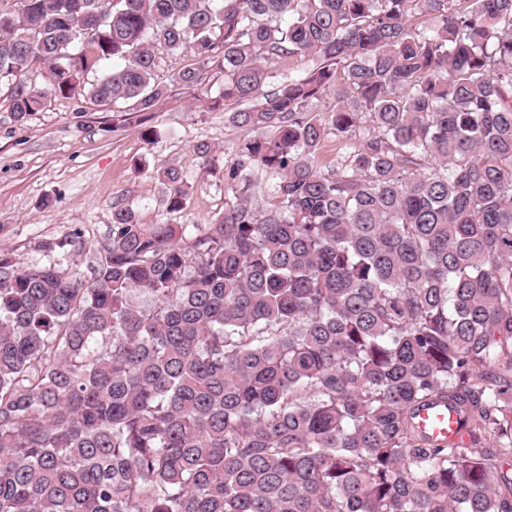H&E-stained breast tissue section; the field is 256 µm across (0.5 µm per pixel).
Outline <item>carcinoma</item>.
Instances as JSON below:
<instances>
[{"mask_svg":"<svg viewBox=\"0 0 512 512\" xmlns=\"http://www.w3.org/2000/svg\"><path fill=\"white\" fill-rule=\"evenodd\" d=\"M467 2L0 0L16 121L153 112L161 50L244 132L204 235L116 206L88 280L0 254V512H512V0ZM418 425L422 430L431 432L434 437L441 440L459 439L455 417L452 414L448 416V411L434 407L424 409L419 413Z\"/></svg>","mask_w":512,"mask_h":512,"instance_id":"obj_1","label":"carcinoma"}]
</instances>
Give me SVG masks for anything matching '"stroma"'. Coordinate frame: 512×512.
Returning a JSON list of instances; mask_svg holds the SVG:
<instances>
[{
  "label": "stroma",
  "mask_w": 512,
  "mask_h": 512,
  "mask_svg": "<svg viewBox=\"0 0 512 512\" xmlns=\"http://www.w3.org/2000/svg\"><path fill=\"white\" fill-rule=\"evenodd\" d=\"M191 56L159 54L156 74L170 86L156 112L102 110L87 99L55 97L24 121H15L0 85V253L20 262L45 260L49 248L74 230L103 236L117 205L132 206L146 224H184L199 235L224 209V164L243 132L218 106L224 78L210 73L197 96L171 82ZM154 127L158 142L142 132ZM212 147L210 171L200 172L197 145ZM191 171L183 210L166 209L167 190L154 173Z\"/></svg>",
  "instance_id": "stroma-1"
}]
</instances>
